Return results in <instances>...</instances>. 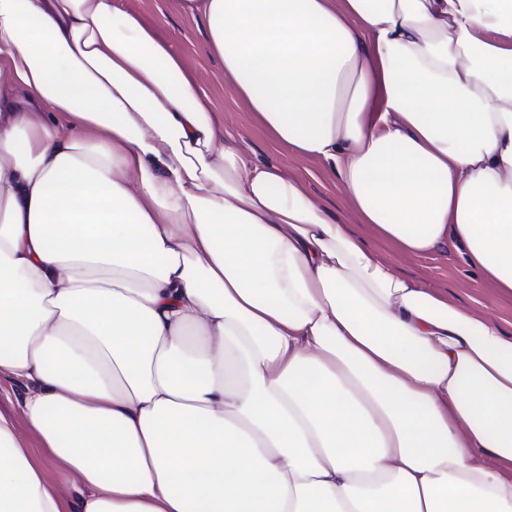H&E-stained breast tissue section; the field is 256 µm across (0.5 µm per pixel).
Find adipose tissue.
<instances>
[{"label":"adipose tissue","mask_w":512,"mask_h":512,"mask_svg":"<svg viewBox=\"0 0 512 512\" xmlns=\"http://www.w3.org/2000/svg\"><path fill=\"white\" fill-rule=\"evenodd\" d=\"M274 144L512 295V0H174ZM0 512H512V331L399 272L122 0H0ZM23 415L42 450L19 436Z\"/></svg>","instance_id":"ef3b65f1"}]
</instances>
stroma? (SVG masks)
Returning a JSON list of instances; mask_svg holds the SVG:
<instances>
[{"instance_id":"35a3bbf8","label":"stroma","mask_w":512,"mask_h":512,"mask_svg":"<svg viewBox=\"0 0 512 512\" xmlns=\"http://www.w3.org/2000/svg\"><path fill=\"white\" fill-rule=\"evenodd\" d=\"M126 9L140 14L167 39L174 52L181 55L208 92L216 111L224 117V134L231 137L252 161L278 166L299 179L306 192L332 215L347 224L356 218L346 207L337 178L323 164L291 155L273 145L255 123L247 108L236 99L233 88L224 82L219 59L209 55L204 29L193 20L178 15L173 0H123ZM379 254L392 259L406 275L417 278L430 288L448 291L457 302L478 300L480 311L502 325L512 324V297H504L472 270L456 249L423 258H406L381 241H373Z\"/></svg>"}]
</instances>
